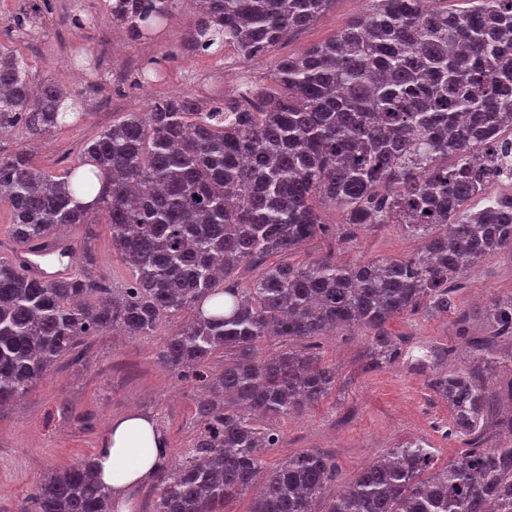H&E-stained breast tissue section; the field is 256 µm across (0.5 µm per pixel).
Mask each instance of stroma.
I'll return each mask as SVG.
<instances>
[{"mask_svg": "<svg viewBox=\"0 0 512 512\" xmlns=\"http://www.w3.org/2000/svg\"><path fill=\"white\" fill-rule=\"evenodd\" d=\"M29 6L30 0H0V44L20 51L32 83L50 77L81 94L84 116L39 140L15 128L0 137V149H32L41 169L60 174L80 163L87 141L127 113L146 111L152 98L185 94L205 106L223 100L225 83L238 92L250 81L271 84L280 59L330 39L371 4L334 0L310 26L252 60L231 46L215 55H180L194 0H180L155 34L138 42L113 28L99 0H50L34 21L16 26L15 17ZM91 81L101 90L89 96L84 89ZM68 237L79 269L108 278L116 288L131 281L106 225L74 226ZM420 248V240L402 225L386 224L356 230L346 241L335 234L312 239L299 248L296 260L330 257L352 265L378 256L405 258ZM511 294L512 251L506 250L467 270L453 290L447 314L404 313L387 323L390 336L410 352L409 360L367 369L372 339L362 329L313 340L314 350L336 368V388L305 414L275 421L282 439L264 453L265 466L303 449L317 450L336 465V478L325 489L332 496L373 459L405 442H424L437 465L448 464L465 449L466 440L453 431L447 401L433 392L411 359L427 348H439L440 371L486 380L490 418L505 414L512 407V337L497 335L487 307L491 299ZM181 324L178 318L164 319L147 338L112 330L87 337L78 355L63 358L26 395L0 411V512H12L17 499L49 471L95 455L112 419L129 411L156 420L166 435L169 459L188 447L196 431V391L159 360L167 336ZM486 336L496 339L500 361L493 366L470 348L471 341Z\"/></svg>", "mask_w": 512, "mask_h": 512, "instance_id": "1", "label": "stroma"}]
</instances>
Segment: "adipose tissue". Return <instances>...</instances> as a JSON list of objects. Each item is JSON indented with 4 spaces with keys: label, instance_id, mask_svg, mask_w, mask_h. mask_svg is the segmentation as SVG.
Returning <instances> with one entry per match:
<instances>
[{
    "label": "adipose tissue",
    "instance_id": "1",
    "mask_svg": "<svg viewBox=\"0 0 512 512\" xmlns=\"http://www.w3.org/2000/svg\"><path fill=\"white\" fill-rule=\"evenodd\" d=\"M166 436L155 419L131 411L112 421L94 458L97 479L112 490L118 512H130L127 494L157 472Z\"/></svg>",
    "mask_w": 512,
    "mask_h": 512
}]
</instances>
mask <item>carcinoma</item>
I'll return each mask as SVG.
<instances>
[{
	"instance_id": "obj_1",
	"label": "carcinoma",
	"mask_w": 512,
	"mask_h": 512,
	"mask_svg": "<svg viewBox=\"0 0 512 512\" xmlns=\"http://www.w3.org/2000/svg\"><path fill=\"white\" fill-rule=\"evenodd\" d=\"M176 2L112 0V24L146 39ZM427 2L372 0L332 39L280 60L275 89L251 84L242 100L208 109L187 95L159 96L85 145L86 171L51 175L25 151L0 150V201L16 245L61 242L62 227L97 211L133 273L124 288L85 271L40 282L0 260V407L87 336H152L164 318L195 310L160 357L201 386L197 429L178 464L155 473L154 512H227L256 484L251 512H315L336 465L304 449L268 469L262 453L281 439L269 421L326 398L336 369L309 349L263 355L258 344L372 328L367 367L391 364L402 356L385 330L392 317L448 313L452 283L512 251V196L492 185L512 173V0H470L462 12ZM333 3L195 0L180 52L231 44L258 58ZM70 99L52 79L33 86L24 58L0 45V136L21 127L38 138L78 122L82 113L64 107ZM94 190L92 204L77 200ZM316 197L350 226L403 225L421 251L355 266L290 263L328 231ZM246 266L261 270L241 288ZM218 294L223 313L199 311ZM487 314L498 333H512V296ZM430 384L469 448L441 467L418 442L394 448L325 498L323 512H512V416L501 422L505 443L486 448L485 384L460 373ZM92 466L88 458L49 472L14 512H107L112 490Z\"/></svg>"
}]
</instances>
